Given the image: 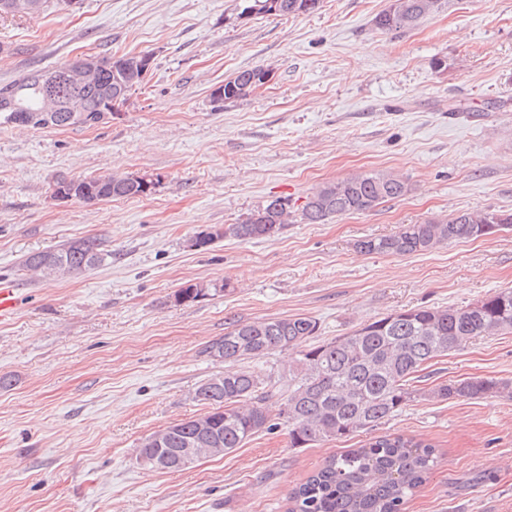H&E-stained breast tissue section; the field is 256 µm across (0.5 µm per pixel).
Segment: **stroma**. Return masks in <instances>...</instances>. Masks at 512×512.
Returning a JSON list of instances; mask_svg holds the SVG:
<instances>
[{"label": "stroma", "mask_w": 512, "mask_h": 512, "mask_svg": "<svg viewBox=\"0 0 512 512\" xmlns=\"http://www.w3.org/2000/svg\"><path fill=\"white\" fill-rule=\"evenodd\" d=\"M240 0H49L0 17V84L85 54L147 55L117 115L93 126L0 123V281L22 301L0 322V512H286L287 496L370 435L435 445L439 465L405 512H512V395L438 400L473 377L512 382V333L486 336L418 372L416 392L374 432L291 447L287 426L179 472L136 461L148 434L203 414L196 388L223 373L202 355L235 320L311 317L314 344L420 306L461 307L512 288V229L408 256L359 240L457 212L512 211V0H451L383 33L388 0H323L311 14L240 16ZM271 69L242 100L216 89ZM400 175L407 193L277 237L186 241L243 221L274 197L298 209L353 173ZM148 175L145 197L94 205L52 197L56 177ZM99 237L104 262L42 280L26 256ZM210 296L176 306L189 283ZM291 350L240 361L273 385Z\"/></svg>", "instance_id": "obj_1"}]
</instances>
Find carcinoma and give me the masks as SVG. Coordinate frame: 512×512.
<instances>
[{
  "label": "carcinoma",
  "instance_id": "carcinoma-1",
  "mask_svg": "<svg viewBox=\"0 0 512 512\" xmlns=\"http://www.w3.org/2000/svg\"><path fill=\"white\" fill-rule=\"evenodd\" d=\"M407 15L401 17L385 8L373 20L383 33L401 32L418 26L439 12L447 0H405ZM321 8V0H279L278 16L311 14ZM135 88L143 83L140 71L126 72L122 58L112 61V69L100 80L80 90L88 105L85 125L98 122L99 104L112 94L115 74ZM262 68L237 72L227 100L243 99L255 89ZM36 70L0 86L11 96L37 109L39 91ZM91 199L106 201L146 193L154 185L147 175H99L83 178ZM406 182L390 172L359 174L326 183L306 197L300 219L306 224H323L337 216L365 212L405 195ZM273 211V222L254 224L246 218L225 227V234L240 240L270 239L288 226V200L275 198L265 206ZM486 214L459 212L446 221L404 224L393 235L368 238L357 247L369 254L410 255L449 242L481 237L479 226ZM107 251L95 237L70 240L51 251L29 254L24 270L43 276H77L100 264ZM319 330L311 317L273 318L262 321H234L224 335L209 342L224 348V378L208 379L194 398L209 407L203 416L207 430L218 447L228 454L243 447L254 435L274 428L265 402L271 389L253 373L236 368L243 359L238 344L250 348L251 356L276 350L295 353V369L288 383V395L279 416L288 426L291 447L346 438L378 426L411 401L409 382L429 361L456 350L468 342L503 331H512V289L487 298L480 310L462 307H420L399 315L390 314L367 323L346 336L320 345L310 344ZM512 389V384L493 378L450 381L431 392L439 399H478ZM159 443L138 446L153 463V470L177 471L176 457L183 448L194 447L200 436L198 421L181 420L151 433ZM439 464L434 446L412 436L374 437L360 448H350L327 458L307 480L288 496L286 512H403V506Z\"/></svg>",
  "mask_w": 512,
  "mask_h": 512
}]
</instances>
